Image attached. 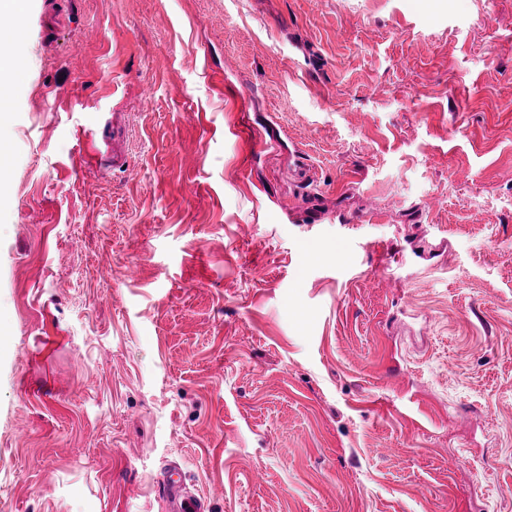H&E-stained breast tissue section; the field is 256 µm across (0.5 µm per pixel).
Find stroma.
I'll use <instances>...</instances> for the list:
<instances>
[{"label":"stroma","instance_id":"stroma-1","mask_svg":"<svg viewBox=\"0 0 512 512\" xmlns=\"http://www.w3.org/2000/svg\"><path fill=\"white\" fill-rule=\"evenodd\" d=\"M12 30L0 512H512V0ZM186 476L176 468H167L157 476V487L162 498L175 510L182 512H206V500L200 496L186 497L183 490Z\"/></svg>","mask_w":512,"mask_h":512}]
</instances>
